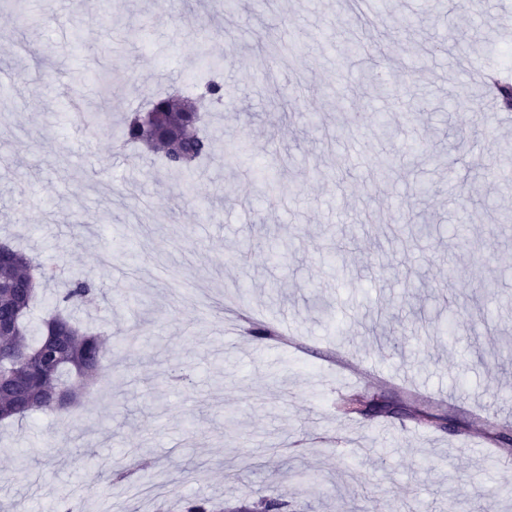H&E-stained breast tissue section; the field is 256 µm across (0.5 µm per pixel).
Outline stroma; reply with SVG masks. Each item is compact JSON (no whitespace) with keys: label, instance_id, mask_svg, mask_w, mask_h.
Returning a JSON list of instances; mask_svg holds the SVG:
<instances>
[{"label":"stroma","instance_id":"35a3bbf8","mask_svg":"<svg viewBox=\"0 0 512 512\" xmlns=\"http://www.w3.org/2000/svg\"><path fill=\"white\" fill-rule=\"evenodd\" d=\"M441 2L383 0L366 26L377 85L345 59L349 0H26L31 26L0 0V241L92 278L103 296L75 318L138 338L113 350L111 375L82 391L68 427L54 409L0 423V503L47 512L70 496L101 512L111 484L89 493L75 476L91 451L109 466L148 459L155 512L196 495L280 497L298 512H481L490 490L512 512V363L493 360L512 343V223L500 219L512 188L495 172L512 161V119L482 107L466 66L512 73L499 32L512 15L506 0H471L470 23L449 29L430 20ZM411 14L424 24L406 29ZM443 34L446 50L432 52ZM202 50L233 103L207 112L215 153L187 194L120 147L118 127L148 95H196ZM292 76L301 100H278L272 81ZM378 110L390 141L354 124ZM87 113L106 133L86 135ZM230 139L250 145L251 164L281 157L275 198L226 154ZM403 211L443 228L465 211L471 224L417 242L390 232ZM288 237L271 264L265 240ZM339 241L336 268L327 249ZM230 300L272 326L288 319L299 349L228 336ZM452 307L490 312L489 324L450 339ZM176 365L186 380L157 394ZM351 390L393 413L343 414Z\"/></svg>","mask_w":512,"mask_h":512}]
</instances>
